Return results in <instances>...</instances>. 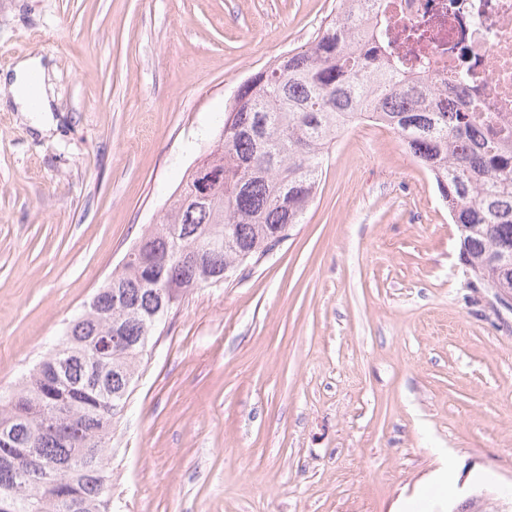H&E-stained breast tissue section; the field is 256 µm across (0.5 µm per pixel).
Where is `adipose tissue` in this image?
<instances>
[{"label":"adipose tissue","mask_w":512,"mask_h":512,"mask_svg":"<svg viewBox=\"0 0 512 512\" xmlns=\"http://www.w3.org/2000/svg\"><path fill=\"white\" fill-rule=\"evenodd\" d=\"M45 73L41 56L32 55L18 61L12 71L0 74V103L19 112H39L41 118L35 127L42 132L53 126L48 87L43 80Z\"/></svg>","instance_id":"adipose-tissue-1"}]
</instances>
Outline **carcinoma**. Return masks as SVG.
Listing matches in <instances>:
<instances>
[{
    "mask_svg": "<svg viewBox=\"0 0 512 512\" xmlns=\"http://www.w3.org/2000/svg\"><path fill=\"white\" fill-rule=\"evenodd\" d=\"M394 130L433 176L460 230L461 251L481 283L512 290V125L478 111L464 81L439 88L406 68L385 42L381 15L365 0L339 10L304 48L241 85L208 165L222 174L213 205L183 206L199 191L192 172L172 194L138 251L97 290L56 348L7 395H0V512H108L106 461L112 424L159 323L183 295L208 288V268L228 279L299 224L321 180L330 145L351 122ZM118 335L110 348L102 342ZM69 418L68 438L41 431L55 412ZM23 449L65 466L53 480L26 474L29 508L11 510L6 470Z\"/></svg>",
    "mask_w": 512,
    "mask_h": 512,
    "instance_id": "obj_1",
    "label": "carcinoma"
}]
</instances>
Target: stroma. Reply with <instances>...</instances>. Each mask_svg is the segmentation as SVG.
<instances>
[{"instance_id": "stroma-1", "label": "stroma", "mask_w": 512, "mask_h": 512, "mask_svg": "<svg viewBox=\"0 0 512 512\" xmlns=\"http://www.w3.org/2000/svg\"><path fill=\"white\" fill-rule=\"evenodd\" d=\"M339 0H0V72L48 66L57 128L0 108V391L210 152L237 87ZM108 451L112 512H400L512 498V310L476 285L429 172L360 121L301 223L183 296Z\"/></svg>"}]
</instances>
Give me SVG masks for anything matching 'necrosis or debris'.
Masks as SVG:
<instances>
[{"instance_id":"1","label":"necrosis or debris","mask_w":512,"mask_h":512,"mask_svg":"<svg viewBox=\"0 0 512 512\" xmlns=\"http://www.w3.org/2000/svg\"><path fill=\"white\" fill-rule=\"evenodd\" d=\"M408 56L439 84L464 78L479 109L512 123V0H375Z\"/></svg>"}]
</instances>
